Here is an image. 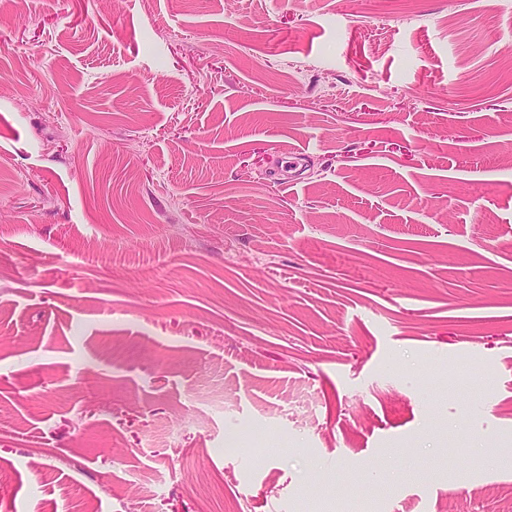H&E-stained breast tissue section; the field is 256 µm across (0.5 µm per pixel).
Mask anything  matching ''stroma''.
<instances>
[{
    "label": "stroma",
    "instance_id": "obj_1",
    "mask_svg": "<svg viewBox=\"0 0 512 512\" xmlns=\"http://www.w3.org/2000/svg\"><path fill=\"white\" fill-rule=\"evenodd\" d=\"M508 440L512 0H0V512H512Z\"/></svg>",
    "mask_w": 512,
    "mask_h": 512
}]
</instances>
